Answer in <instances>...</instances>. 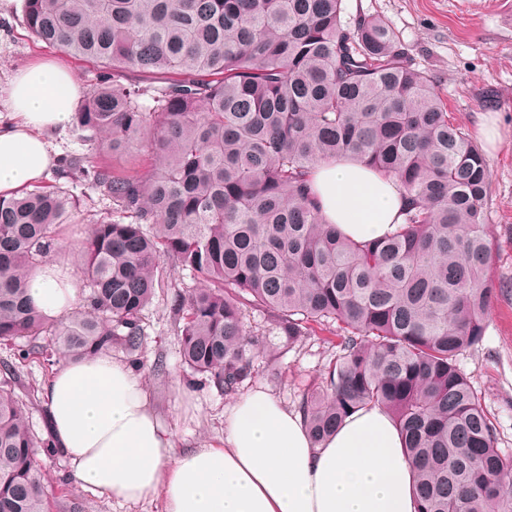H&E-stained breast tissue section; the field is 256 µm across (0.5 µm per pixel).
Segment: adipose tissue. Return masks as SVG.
Returning a JSON list of instances; mask_svg holds the SVG:
<instances>
[{
  "mask_svg": "<svg viewBox=\"0 0 512 512\" xmlns=\"http://www.w3.org/2000/svg\"><path fill=\"white\" fill-rule=\"evenodd\" d=\"M82 87L52 60L18 69L0 102V196L47 178L57 160L50 137L66 128ZM313 185L326 223L370 241L403 219L404 190L368 162L322 163ZM48 317L71 312L77 290L48 262L27 279ZM52 437L84 488L119 502L158 498L162 512H418L414 471L391 415L350 414L322 444L301 410L257 388L224 412V444L176 452L132 364L99 353L68 360L44 387Z\"/></svg>",
  "mask_w": 512,
  "mask_h": 512,
  "instance_id": "1",
  "label": "adipose tissue"
}]
</instances>
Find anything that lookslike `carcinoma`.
<instances>
[{"instance_id":"obj_1","label":"carcinoma","mask_w":512,"mask_h":512,"mask_svg":"<svg viewBox=\"0 0 512 512\" xmlns=\"http://www.w3.org/2000/svg\"><path fill=\"white\" fill-rule=\"evenodd\" d=\"M34 41L92 64L76 126L97 143L65 155L55 183L0 198V344L45 366L120 346L172 259L195 286L174 292L182 361L232 394L253 377L270 318L294 342L338 326L336 359L302 398L320 443L378 406L399 427L420 512H512V453L461 352L484 335L488 173L430 80L387 25L342 23L343 0H23ZM146 142L147 172L118 167ZM353 156L405 191L402 223L357 242L323 221L312 172ZM85 182L112 202L77 243L88 290L64 321L27 294L30 273L71 246ZM0 373V512H50L28 406Z\"/></svg>"}]
</instances>
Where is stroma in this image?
<instances>
[{"mask_svg": "<svg viewBox=\"0 0 512 512\" xmlns=\"http://www.w3.org/2000/svg\"><path fill=\"white\" fill-rule=\"evenodd\" d=\"M344 21L359 17L383 20L413 66L432 80L448 106L452 122L483 151L489 168L486 203L492 259L485 284L493 291L482 341L463 352L458 365L469 378L498 435L497 445L512 451V0H344ZM55 49L33 44L22 22V0H0V98L11 74L25 65L56 57ZM493 119L500 133L489 144L481 132ZM165 288L144 313L145 337L135 353L116 347L114 358L139 361L150 402L171 430L177 449L221 445L224 408L235 395L203 382L189 383L180 358L178 324L170 312L173 289L193 282L166 262ZM255 358L256 373L246 389H268L281 403L298 407L302 396L319 385L335 357L336 328L316 327L295 344L272 336ZM165 370L154 373L155 362ZM49 372L38 362L20 366L15 393L29 405V423L40 437L49 435L43 388ZM67 459H44L41 482L52 512H161L160 501L118 503L68 482Z\"/></svg>", "mask_w": 512, "mask_h": 512, "instance_id": "obj_1", "label": "stroma"}]
</instances>
